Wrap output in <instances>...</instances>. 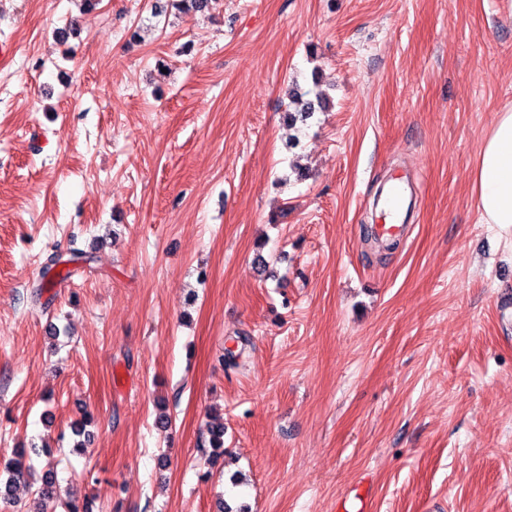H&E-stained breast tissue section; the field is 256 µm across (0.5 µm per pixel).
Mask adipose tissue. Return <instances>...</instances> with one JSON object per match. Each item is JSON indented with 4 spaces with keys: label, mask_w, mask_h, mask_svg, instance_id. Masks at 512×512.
<instances>
[{
    "label": "adipose tissue",
    "mask_w": 512,
    "mask_h": 512,
    "mask_svg": "<svg viewBox=\"0 0 512 512\" xmlns=\"http://www.w3.org/2000/svg\"><path fill=\"white\" fill-rule=\"evenodd\" d=\"M470 180L480 223L512 227V106L484 133Z\"/></svg>",
    "instance_id": "ef3b65f1"
}]
</instances>
